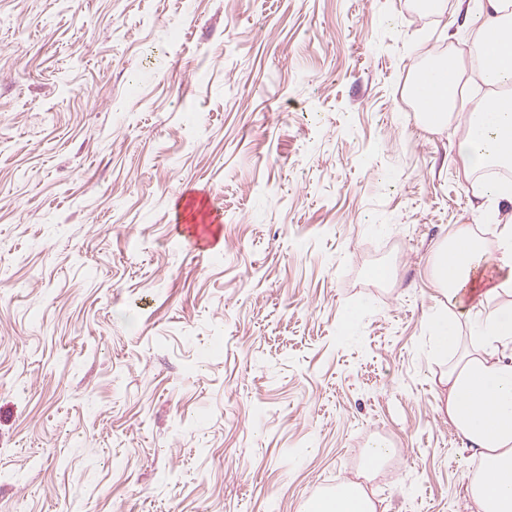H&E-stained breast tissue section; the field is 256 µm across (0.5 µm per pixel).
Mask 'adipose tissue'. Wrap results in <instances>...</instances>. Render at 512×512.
I'll list each match as a JSON object with an SVG mask.
<instances>
[{
  "mask_svg": "<svg viewBox=\"0 0 512 512\" xmlns=\"http://www.w3.org/2000/svg\"><path fill=\"white\" fill-rule=\"evenodd\" d=\"M491 31H512V0H482L473 25L479 77L492 96L469 112L455 144L468 176L512 167V97L501 94L512 86V56L488 43ZM439 66L424 90L438 110L418 115L427 127L450 120L464 88L458 55ZM494 265L508 268V275L491 273ZM429 275L441 299L428 331L434 352L448 359L439 377L441 410L477 464L469 495L477 512H512V224L499 225L489 245L470 226H459L436 247ZM501 295L507 303L491 309L482 303ZM303 512H377V505L359 483L348 482L310 497Z\"/></svg>",
  "mask_w": 512,
  "mask_h": 512,
  "instance_id": "1",
  "label": "adipose tissue"
}]
</instances>
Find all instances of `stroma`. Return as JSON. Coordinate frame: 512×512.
I'll list each match as a JSON object with an SVG mask.
<instances>
[{"label": "stroma", "instance_id": "stroma-1", "mask_svg": "<svg viewBox=\"0 0 512 512\" xmlns=\"http://www.w3.org/2000/svg\"><path fill=\"white\" fill-rule=\"evenodd\" d=\"M471 48L456 0H0V512H474L429 262L496 228L406 92ZM364 453V467L368 471L376 472L381 465L394 453V448L384 441L376 440ZM372 497L356 482L337 485L331 493L310 497L304 512H377Z\"/></svg>", "mask_w": 512, "mask_h": 512}]
</instances>
